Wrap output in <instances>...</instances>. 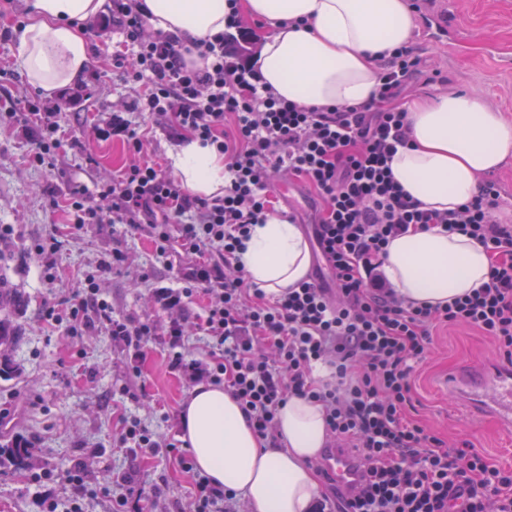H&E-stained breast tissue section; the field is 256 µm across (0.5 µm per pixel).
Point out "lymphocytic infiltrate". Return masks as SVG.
<instances>
[{
    "label": "lymphocytic infiltrate",
    "instance_id": "f902f5d3",
    "mask_svg": "<svg viewBox=\"0 0 512 512\" xmlns=\"http://www.w3.org/2000/svg\"><path fill=\"white\" fill-rule=\"evenodd\" d=\"M222 33L205 41L147 33L142 0H111L104 24L118 28L131 54L112 66L141 90L135 107L169 138L191 139L222 155L229 174L223 194L188 192L159 163L139 161L94 187H73L62 201L71 230L125 224L152 238L158 257L189 260L182 287H155L148 300L165 323L115 318L99 281L123 260L113 252L83 292L49 303L43 320L68 335L91 325L124 347L136 371L152 337L171 348L169 367L187 382L224 386L256 435L279 447L277 415L289 396L321 402L330 448L353 449L362 481L345 492L332 479L312 512H512V468L477 449L457 447L408 419L415 367L431 350L440 326L466 325L491 336L502 360L512 362L511 205L496 182L456 209H427L394 179L390 161L408 143L399 99L421 74L422 57L409 46L383 61L373 101L358 107H305L266 89L242 47L247 32L238 0H227ZM205 61L191 63V56ZM22 131L31 160H54L65 132L57 113L28 104ZM95 133L142 154L147 136L124 113L108 112ZM297 180L317 197L311 237L324 264L278 295L251 287L237 253L254 225L273 212L274 177ZM433 226L481 243L490 255L488 282L447 306L399 297L385 277L382 254L391 238ZM208 298L206 315L190 321L186 301ZM205 336V360L182 348ZM332 378H314L316 365ZM130 454L167 448L192 481L193 512H230L236 494L211 484L186 451L161 443L135 416L123 418L117 438Z\"/></svg>",
    "mask_w": 512,
    "mask_h": 512
}]
</instances>
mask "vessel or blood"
Here are the masks:
<instances>
[{
  "instance_id": "1",
  "label": "vessel or blood",
  "mask_w": 512,
  "mask_h": 512,
  "mask_svg": "<svg viewBox=\"0 0 512 512\" xmlns=\"http://www.w3.org/2000/svg\"><path fill=\"white\" fill-rule=\"evenodd\" d=\"M446 386L459 395L470 414L490 415L512 425V365L470 366L448 377ZM325 464L341 490L353 488L360 480L358 464L346 449H329Z\"/></svg>"
}]
</instances>
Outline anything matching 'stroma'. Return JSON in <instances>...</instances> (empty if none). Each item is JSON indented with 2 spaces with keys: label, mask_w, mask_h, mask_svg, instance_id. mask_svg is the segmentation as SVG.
Masks as SVG:
<instances>
[{
  "label": "stroma",
  "mask_w": 512,
  "mask_h": 512,
  "mask_svg": "<svg viewBox=\"0 0 512 512\" xmlns=\"http://www.w3.org/2000/svg\"><path fill=\"white\" fill-rule=\"evenodd\" d=\"M417 2L425 16L446 18L454 43L445 45L436 29L417 25L412 46L432 56L436 68L414 79L412 93L474 92L512 121V0ZM88 35L94 63L81 82L80 103H71L69 86L41 96L51 111L60 113L68 132L51 167L29 162L30 144L18 129L25 99L37 93L16 64L14 42L0 40V225L10 228L0 241V274L28 299L22 337L13 350L21 373L0 380V408L11 409L0 422V443L19 435L36 449L35 466L21 472L0 469V512H43L32 478L61 472L98 447L105 453L88 458L97 495L89 499L86 512H110L112 498L124 491L121 478L131 470L138 471L145 497L161 488L155 512H191L190 478L169 455L144 451L133 456L112 444L125 412L138 416L159 439L179 435L180 407L192 386L169 369L164 338L150 343L142 374L135 379L126 370L125 352L110 338L93 329L71 339L50 336L42 325L47 301L83 288L85 275L114 250L126 260L101 286L114 316L163 321L164 312L148 301L149 288L182 285L184 258L164 263L146 232L123 224H93L66 236L54 257L58 277L51 282L42 279L32 254L49 234L64 230L65 216L56 203L71 187L109 177L132 161L121 143L97 140L93 133L102 113L125 111L138 91L112 68L113 55L125 49L122 37L95 22ZM497 358L493 340L478 330H441L417 368L409 415L443 439L470 441L493 462L512 466V428L488 416L462 414L443 384L450 373Z\"/></svg>",
  "instance_id": "obj_1"
}]
</instances>
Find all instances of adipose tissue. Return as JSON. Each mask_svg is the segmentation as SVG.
Here are the masks:
<instances>
[{
    "label": "adipose tissue",
    "mask_w": 512,
    "mask_h": 512,
    "mask_svg": "<svg viewBox=\"0 0 512 512\" xmlns=\"http://www.w3.org/2000/svg\"><path fill=\"white\" fill-rule=\"evenodd\" d=\"M147 24L185 41L224 30L226 0H145ZM29 23L14 36L16 60L34 88L51 93L81 81L92 60L86 32L105 0H24ZM242 14L269 32L256 57L266 88L306 106L370 101L378 61L408 45L415 28L406 0H240ZM410 142L390 162L394 179L424 207L451 210L479 195L481 179L512 155V122L470 93L418 95L404 104ZM175 175L193 194L222 192L225 162L192 140L171 152ZM241 265L246 279L278 294L307 276L308 244L276 217L256 225ZM490 258L475 240L439 229L392 239L383 270L405 299L447 304L488 282ZM281 447L260 440L223 387L201 383L179 420L196 468L214 486L242 493L249 512H307L320 486L311 466L325 445V410L292 395L278 412Z\"/></svg>",
    "instance_id": "adipose-tissue-1"
}]
</instances>
